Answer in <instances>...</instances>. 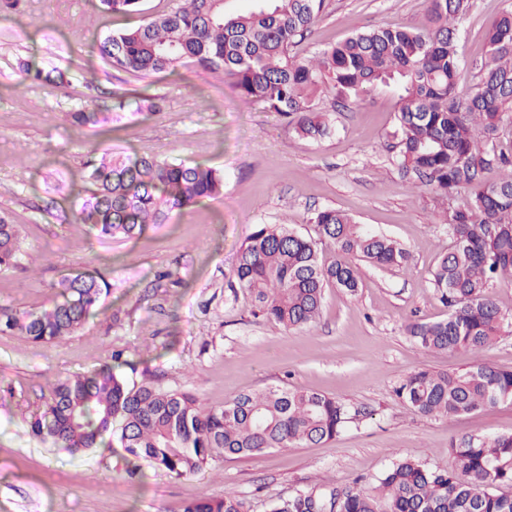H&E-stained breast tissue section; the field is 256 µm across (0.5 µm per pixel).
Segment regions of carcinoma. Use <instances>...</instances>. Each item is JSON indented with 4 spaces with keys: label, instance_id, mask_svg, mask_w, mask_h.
<instances>
[{
    "label": "carcinoma",
    "instance_id": "1",
    "mask_svg": "<svg viewBox=\"0 0 512 512\" xmlns=\"http://www.w3.org/2000/svg\"><path fill=\"white\" fill-rule=\"evenodd\" d=\"M230 11L226 0H182L175 10L103 37L97 50L116 70L175 75L192 63L221 71L238 96L288 120L301 138L322 140L334 127L327 117L336 96H358L377 84L400 88L389 137L392 161L431 187L445 211L448 251L433 271V287L448 317L411 323L407 334L421 349L478 354L512 332V318L492 297L512 283V143L501 131L512 123V11L484 33L486 54L476 90L456 93L460 60L454 20L469 0H429L421 30L378 26L358 31L312 58L290 54L325 8L326 0H249ZM114 14L137 11L139 0H99ZM29 78L52 85L62 78L21 64ZM321 99L325 107H316ZM79 126L102 135L108 112L70 113ZM89 194L78 196L73 224H87L100 240H132L172 212L224 193V171L203 164L170 163L149 155L104 152L86 162ZM498 173L491 181L488 175ZM313 233L288 224H258L241 247L233 276L253 301L251 314L285 329L319 317L325 288H359L355 254L381 268L408 259L396 240L371 231L332 208L311 218ZM337 257L327 262L321 245ZM20 226L0 217V272L18 264ZM112 283L99 271L63 275L54 304L39 312L0 309V333L19 331L53 344L81 329L102 309ZM419 414L454 418L512 401V369L477 360L461 373L421 368L397 389ZM357 413L338 400L302 388L270 387L203 407L189 392L131 385L112 364L53 384L50 400L26 419L28 434L72 456L117 436L137 460L180 478L231 455L317 445L335 438ZM454 465L432 469L414 458L395 462L367 487L299 491L272 512H512V433L451 442ZM181 512H248L233 492L196 499Z\"/></svg>",
    "mask_w": 512,
    "mask_h": 512
}]
</instances>
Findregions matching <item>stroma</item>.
Segmentation results:
<instances>
[{
  "instance_id": "35a3bbf8",
  "label": "stroma",
  "mask_w": 512,
  "mask_h": 512,
  "mask_svg": "<svg viewBox=\"0 0 512 512\" xmlns=\"http://www.w3.org/2000/svg\"><path fill=\"white\" fill-rule=\"evenodd\" d=\"M178 2L141 0L139 12L119 16L99 0H22L0 19V216L20 226L25 251L18 266L0 272V307H51L55 283L70 272L96 269L112 283L102 313L57 345L0 334V512H181L187 500L228 491L249 512H271L314 485L368 486L406 457L448 469L451 441L512 433L510 401L431 418L396 394L418 368L458 373L477 358L424 351L406 332L410 322L448 315L432 284L448 235L432 192L390 161L385 136L397 94L378 87L337 100L335 133L312 141L263 104L243 102L223 74L190 64L173 79L146 77L90 60V45L103 35ZM428 8L429 0H327L293 52L307 58L371 27L420 29ZM509 8L512 0H470L456 19L459 92L472 91L484 32ZM28 56L63 72V83L25 80L18 61ZM145 96L161 98V111L140 110ZM104 99L119 106L121 129L109 139L69 117ZM106 150L223 169L224 194L174 212L136 240L98 241L72 223L66 195L86 188L88 157ZM324 208L397 240L408 262L356 261L357 293L327 289L310 326L288 331L254 318L249 298L231 292L246 238L258 224L310 231ZM108 361L129 381L191 392L206 407L268 387H302L359 417L321 444L228 456L179 479L145 462L129 474L132 457L116 443L73 457L27 435L24 419L49 399L53 383Z\"/></svg>"
}]
</instances>
